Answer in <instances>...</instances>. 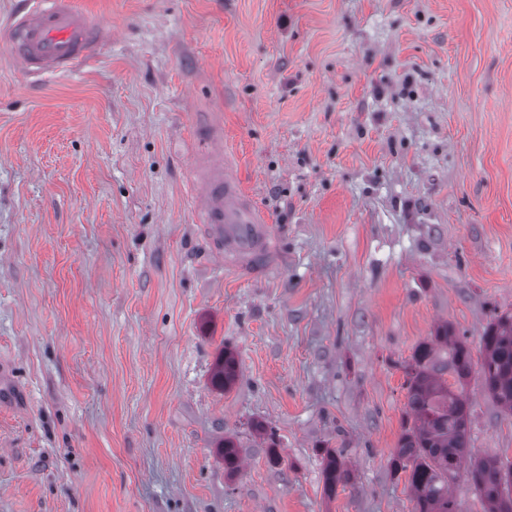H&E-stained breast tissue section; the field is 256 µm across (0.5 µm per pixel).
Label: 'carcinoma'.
Returning a JSON list of instances; mask_svg holds the SVG:
<instances>
[{"instance_id":"obj_1","label":"carcinoma","mask_w":512,"mask_h":512,"mask_svg":"<svg viewBox=\"0 0 512 512\" xmlns=\"http://www.w3.org/2000/svg\"><path fill=\"white\" fill-rule=\"evenodd\" d=\"M480 358L454 339L448 326L436 329L435 336L415 349L404 366L408 419L391 457L390 466L409 472V489L414 512H462L449 492V486L466 476L483 498L486 512H512V465L499 457L480 455L469 440L470 407L463 396L448 386L445 375L458 379L478 373L491 397L512 413V312L496 316L480 337ZM238 360L233 351L221 350L212 371L211 382L220 390L237 379ZM224 469H238L237 446L231 440L221 446ZM324 490L351 480L342 454L326 451L323 468Z\"/></svg>"}]
</instances>
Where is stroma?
<instances>
[{
	"instance_id": "stroma-1",
	"label": "stroma",
	"mask_w": 512,
	"mask_h": 512,
	"mask_svg": "<svg viewBox=\"0 0 512 512\" xmlns=\"http://www.w3.org/2000/svg\"><path fill=\"white\" fill-rule=\"evenodd\" d=\"M19 2L0 512H414L389 466L403 366L438 325L475 349L512 312V0H75L107 35L37 82ZM208 121L273 227L268 277L226 272L198 221ZM462 394L474 450L512 462V414L479 374ZM327 448L354 474L330 497ZM239 373L238 360L230 349L224 347L215 362L211 382L219 390H227L237 379Z\"/></svg>"
}]
</instances>
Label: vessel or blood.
<instances>
[{
	"label": "vessel or blood",
	"mask_w": 512,
	"mask_h": 512,
	"mask_svg": "<svg viewBox=\"0 0 512 512\" xmlns=\"http://www.w3.org/2000/svg\"><path fill=\"white\" fill-rule=\"evenodd\" d=\"M102 38L101 27L74 0H27L12 21L9 49L26 73L52 75L76 69L98 50ZM193 169L200 221L223 253L225 269L250 276L274 269L272 228L243 191L229 160L206 152L196 157Z\"/></svg>",
	"instance_id": "obj_1"
}]
</instances>
